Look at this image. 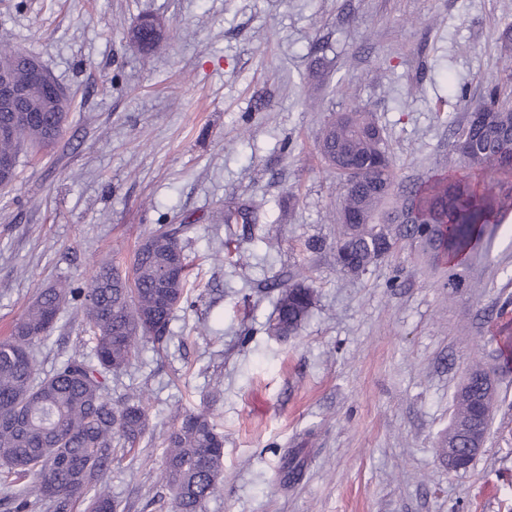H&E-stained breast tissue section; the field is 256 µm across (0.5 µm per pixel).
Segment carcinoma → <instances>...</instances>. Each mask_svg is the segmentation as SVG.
Returning a JSON list of instances; mask_svg holds the SVG:
<instances>
[{
  "mask_svg": "<svg viewBox=\"0 0 512 512\" xmlns=\"http://www.w3.org/2000/svg\"><path fill=\"white\" fill-rule=\"evenodd\" d=\"M129 40L150 53L165 39V26L150 18L128 29ZM23 87L26 103L38 114L32 122L13 121L0 112V125L13 131L0 137V156L18 157L25 145H48L47 129L58 113L42 95L22 64L11 69ZM497 84L470 112L486 111L481 127L466 123L455 132L469 135L474 153L452 151L448 170L398 193H375L378 184L394 187L392 162L371 113L359 105L327 125L318 143L321 159L342 182V221L336 238V264L359 276L390 257L402 240H411L435 261L448 265V287L461 277L459 268L484 237L512 211V164L502 155L512 149V105ZM190 224H161L140 243L130 268L120 274L109 263L98 265L86 286L67 284L41 291L0 339V486L13 512H27L29 502L14 485L32 481L37 497L53 512H117L118 503L102 486L115 448L132 451L144 437L149 419L144 391L112 402L108 376L124 372L140 347L162 343L173 312L189 304V257L182 239ZM276 315L268 329L279 337L299 332L314 304V289L295 275L277 284ZM80 302L93 332L94 357L68 358L39 378L32 347L54 329L61 311ZM454 395L453 415L442 446L462 448L471 427L488 430L496 402V379L472 359ZM161 474L170 494L171 512H202L204 504L223 491L224 434L210 414L186 411L163 435Z\"/></svg>",
  "mask_w": 512,
  "mask_h": 512,
  "instance_id": "cac0c4a2",
  "label": "carcinoma"
}]
</instances>
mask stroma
Masks as SVG:
<instances>
[{"label":"stroma","instance_id":"stroma-1","mask_svg":"<svg viewBox=\"0 0 512 512\" xmlns=\"http://www.w3.org/2000/svg\"><path fill=\"white\" fill-rule=\"evenodd\" d=\"M143 15L165 47L127 38ZM512 0H0V45L38 58L71 100L44 154L0 189V337L41 289L127 265L160 224H194L199 302L145 344L113 399L145 389L149 431L105 486L120 512H167L162 436L207 409L224 434V491L204 512H512V371L465 472L438 454L471 358L512 336V213L451 289L400 244L352 278L336 266L343 192L317 144L338 113L374 112L396 186L447 154L483 83L512 81ZM249 207V222L223 219ZM316 294L298 335L268 333L272 284ZM71 304L34 347L39 374L90 354Z\"/></svg>","mask_w":512,"mask_h":512}]
</instances>
